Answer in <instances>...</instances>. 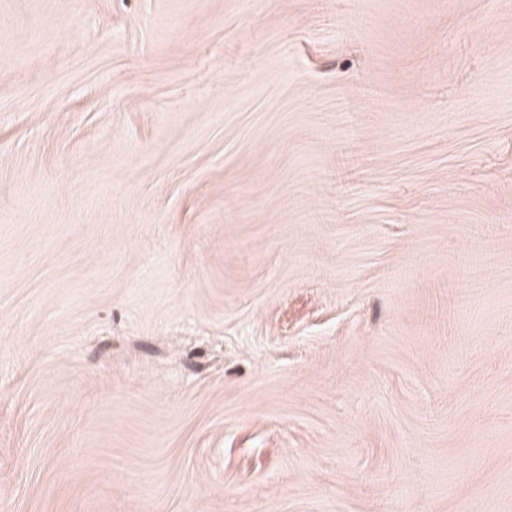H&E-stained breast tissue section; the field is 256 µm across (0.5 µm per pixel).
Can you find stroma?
Here are the masks:
<instances>
[{
	"label": "stroma",
	"instance_id": "35a3bbf8",
	"mask_svg": "<svg viewBox=\"0 0 512 512\" xmlns=\"http://www.w3.org/2000/svg\"><path fill=\"white\" fill-rule=\"evenodd\" d=\"M0 512H512V0H0Z\"/></svg>",
	"mask_w": 512,
	"mask_h": 512
}]
</instances>
